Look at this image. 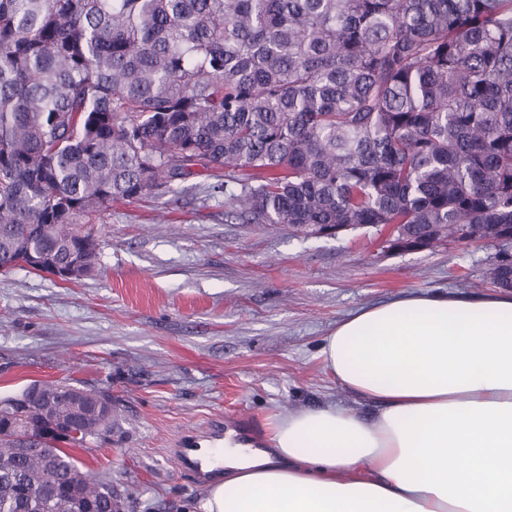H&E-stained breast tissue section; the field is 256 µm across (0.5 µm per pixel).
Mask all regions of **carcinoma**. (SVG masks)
<instances>
[{"mask_svg":"<svg viewBox=\"0 0 512 512\" xmlns=\"http://www.w3.org/2000/svg\"><path fill=\"white\" fill-rule=\"evenodd\" d=\"M198 170L298 237L452 224L512 289V0H0L1 272ZM41 386V427L0 399V512H118L70 453L115 421Z\"/></svg>","mask_w":512,"mask_h":512,"instance_id":"cac0c4a2","label":"carcinoma"}]
</instances>
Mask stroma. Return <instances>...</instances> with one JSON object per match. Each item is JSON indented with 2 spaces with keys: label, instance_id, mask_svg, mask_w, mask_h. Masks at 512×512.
I'll list each match as a JSON object with an SVG mask.
<instances>
[{
  "label": "stroma",
  "instance_id": "stroma-1",
  "mask_svg": "<svg viewBox=\"0 0 512 512\" xmlns=\"http://www.w3.org/2000/svg\"><path fill=\"white\" fill-rule=\"evenodd\" d=\"M213 182L200 173L179 201L113 205L95 224L101 266L80 280L0 274V398L45 380L110 390L112 440L79 458L111 477L123 512H193L205 491L168 450L214 416H244L262 448L274 413L333 401L372 415L319 357L360 308L407 291L497 292L486 244L390 252L372 228L304 240L235 220Z\"/></svg>",
  "mask_w": 512,
  "mask_h": 512
}]
</instances>
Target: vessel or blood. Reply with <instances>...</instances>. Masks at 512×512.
I'll return each mask as SVG.
<instances>
[{
	"mask_svg": "<svg viewBox=\"0 0 512 512\" xmlns=\"http://www.w3.org/2000/svg\"><path fill=\"white\" fill-rule=\"evenodd\" d=\"M241 418H216L207 423L205 431L182 435L173 442L171 457L179 473L201 487H209L224 477V435L228 430H239Z\"/></svg>",
	"mask_w": 512,
	"mask_h": 512,
	"instance_id": "b4317fda",
	"label": "vessel or blood"
}]
</instances>
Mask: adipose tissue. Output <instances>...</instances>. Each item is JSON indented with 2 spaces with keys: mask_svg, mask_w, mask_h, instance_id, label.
Returning a JSON list of instances; mask_svg holds the SVG:
<instances>
[{
  "mask_svg": "<svg viewBox=\"0 0 512 512\" xmlns=\"http://www.w3.org/2000/svg\"><path fill=\"white\" fill-rule=\"evenodd\" d=\"M320 357L376 417L270 416V449H225L198 512H512V296L407 292L337 323Z\"/></svg>",
  "mask_w": 512,
  "mask_h": 512,
  "instance_id": "adipose-tissue-1",
  "label": "adipose tissue"
}]
</instances>
